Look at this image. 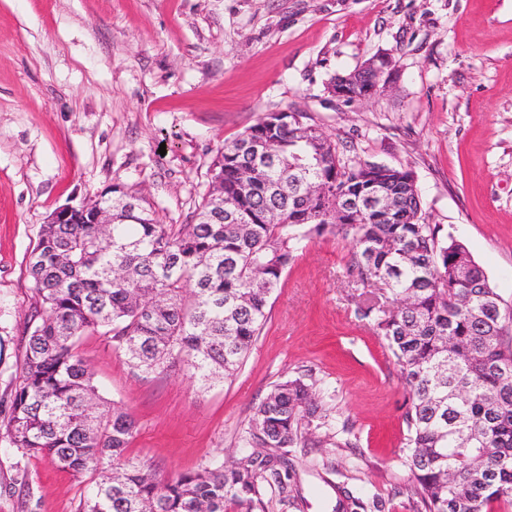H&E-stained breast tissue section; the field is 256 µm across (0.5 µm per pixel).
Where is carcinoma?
I'll list each match as a JSON object with an SVG mask.
<instances>
[{"label": "carcinoma", "instance_id": "cac0c4a2", "mask_svg": "<svg viewBox=\"0 0 512 512\" xmlns=\"http://www.w3.org/2000/svg\"><path fill=\"white\" fill-rule=\"evenodd\" d=\"M300 117L288 130L262 114L224 144L210 168L222 213L209 194L193 223L162 224L117 182L135 209L112 214L108 231L87 215L43 225L27 271L44 316L25 347L7 431L23 453L89 478L78 512H266L272 497L295 505L298 450L329 426L313 374L271 386L237 464L162 476L130 455L135 422L100 395L79 343L105 329L146 375L184 364L205 384L228 380L268 320L299 235L311 233L350 240L348 281L382 285V297L359 299L356 313L387 342L408 389L407 494L424 512L512 502V304L462 243L422 221L411 172L345 158ZM308 174L352 197L381 177L395 207L344 224L336 195L303 193Z\"/></svg>", "mask_w": 512, "mask_h": 512}]
</instances>
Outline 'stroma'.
<instances>
[{
  "label": "stroma",
  "instance_id": "stroma-1",
  "mask_svg": "<svg viewBox=\"0 0 512 512\" xmlns=\"http://www.w3.org/2000/svg\"><path fill=\"white\" fill-rule=\"evenodd\" d=\"M381 52L395 61L388 91L329 93ZM280 111L306 113L345 156L412 172L425 222L512 304V0H0V512H77L87 492L5 428L38 321L27 261L46 217L120 182L160 222L191 223L225 142ZM351 250L307 236L227 382L145 375L102 333L84 336L103 397L136 423L132 454L164 476L234 456L271 385L310 371L332 468L299 469L305 504L268 512H335L350 495L413 512L408 391L355 313Z\"/></svg>",
  "mask_w": 512,
  "mask_h": 512
}]
</instances>
